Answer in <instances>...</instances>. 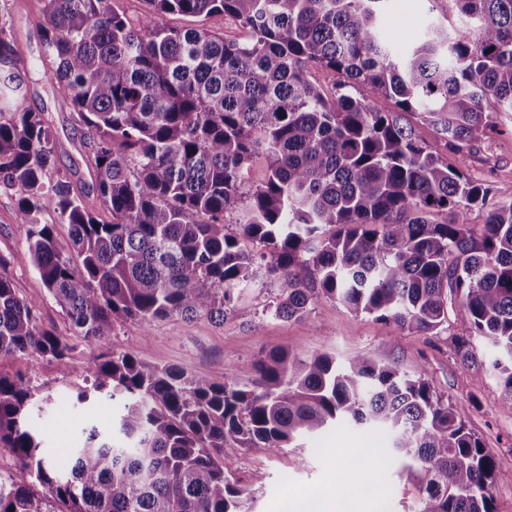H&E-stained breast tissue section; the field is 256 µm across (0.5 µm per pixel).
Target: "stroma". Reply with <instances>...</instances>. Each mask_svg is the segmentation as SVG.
Returning <instances> with one entry per match:
<instances>
[{"label":"stroma","mask_w":512,"mask_h":512,"mask_svg":"<svg viewBox=\"0 0 512 512\" xmlns=\"http://www.w3.org/2000/svg\"><path fill=\"white\" fill-rule=\"evenodd\" d=\"M17 43L25 59L42 57L44 48L36 0H13ZM448 14V0H389L381 34L390 43L405 46L417 39L425 20ZM25 106L44 112L61 147L55 165L66 172L72 185L99 218L111 221L99 206L95 183L88 170L89 149L68 101L42 81L30 83ZM468 176L487 189L484 204L473 206L469 219L481 226L488 209L512 199V117L500 118L499 131L473 142L465 158ZM16 193L0 188V257L19 298L34 310L40 327L61 336L71 347L72 374L64 376L44 358H0V374L24 376L36 387L29 423L47 428L49 447L73 448L84 428L112 422V405L74 404L83 387L84 369L100 353L140 355L154 364L199 375L236 388L256 387V361L274 348L285 346L307 360L327 354L344 362L359 354L398 366L402 371H424L431 386L444 398L467 409L466 424L492 456L497 470L512 472V410L501 403V379L492 367L498 353L485 338L471 336L469 315L461 301L448 309V323L434 334H421L392 322H381L346 309L336 300L319 298L300 320L273 314L280 301L279 280L259 271L256 282L241 289L223 321L207 316L191 320L170 318L143 326L137 321L117 323L106 346L77 336L65 312L55 303L39 274L28 261L26 225L18 223ZM471 336L474 363L456 355L448 339ZM380 438L368 429L350 426L306 439L303 447L273 453L264 448H228L224 451L226 475L244 488H252L250 512H283L285 503L313 500L321 504L349 505L352 512H379L382 501H392L397 512H412L419 497L416 479L403 476L400 467L379 457ZM358 466H350V459ZM263 473V486L251 485Z\"/></svg>","instance_id":"obj_1"}]
</instances>
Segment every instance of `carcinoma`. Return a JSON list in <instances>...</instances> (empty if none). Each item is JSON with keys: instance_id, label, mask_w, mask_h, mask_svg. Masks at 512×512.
<instances>
[{"instance_id": "cac0c4a2", "label": "carcinoma", "mask_w": 512, "mask_h": 512, "mask_svg": "<svg viewBox=\"0 0 512 512\" xmlns=\"http://www.w3.org/2000/svg\"><path fill=\"white\" fill-rule=\"evenodd\" d=\"M39 2L36 64L19 54L11 0H0V187L19 195L29 261L78 335L103 346L120 320H222L262 265L281 281L275 316L288 320L323 296L432 333L458 298L473 335L509 357L493 368L512 410V201L475 231L468 213L485 188L464 163L512 113V0H448L469 25L431 23L406 48L381 35L388 0H144L136 20L114 0ZM175 13L229 14L247 37L166 26ZM312 66L335 76L330 94L308 79ZM35 78L86 129L112 221L54 168L53 130L22 105ZM403 113L423 116L438 140L419 142ZM259 156L266 179L245 197ZM236 209L231 229L224 216ZM57 224L71 227L67 247ZM448 343L474 360L470 337ZM69 351L0 272V357H46L67 376ZM255 368L257 389L242 390L102 353L75 402L105 397L120 410L112 425L84 429L66 474L44 446L47 429L27 420L36 388L0 375V449L24 466L0 479V512H244L247 490L225 475L224 449L276 453L349 425L386 432L378 453L419 481L417 512H494L491 486L512 480L421 371L365 355L297 360L286 348Z\"/></svg>"}]
</instances>
